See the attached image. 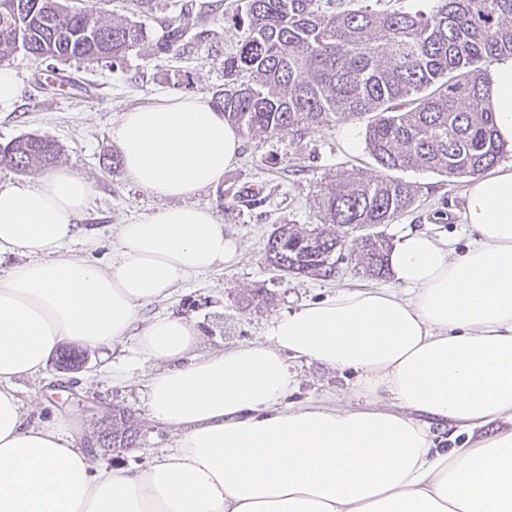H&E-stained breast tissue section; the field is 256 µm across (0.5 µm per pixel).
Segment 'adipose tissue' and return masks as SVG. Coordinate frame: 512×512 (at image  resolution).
<instances>
[{"label":"adipose tissue","instance_id":"adipose-tissue-1","mask_svg":"<svg viewBox=\"0 0 512 512\" xmlns=\"http://www.w3.org/2000/svg\"><path fill=\"white\" fill-rule=\"evenodd\" d=\"M512 146V57L490 73ZM129 182L161 199L117 225L98 265L68 248L91 186L67 168L0 184V512H512V162L468 178L462 254L424 231L387 256L391 285L340 290L273 316L262 338L199 350L192 323L144 305L239 255L195 203L242 137L205 97L169 91L110 130ZM128 344L171 448L95 465L67 421L28 423L16 378L65 343ZM352 374L346 403L292 402L286 357ZM463 446L439 447L430 419Z\"/></svg>","mask_w":512,"mask_h":512}]
</instances>
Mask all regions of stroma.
<instances>
[{"label":"stroma","instance_id":"obj_1","mask_svg":"<svg viewBox=\"0 0 512 512\" xmlns=\"http://www.w3.org/2000/svg\"><path fill=\"white\" fill-rule=\"evenodd\" d=\"M78 7L94 13L115 14L141 22L151 38L163 30L154 13L140 7L138 0H77ZM214 33L191 45L181 56L154 53L152 46L132 52L120 70L96 61L65 64L78 89L49 93L39 86L44 65L40 59L16 53L12 68L19 83L13 108L0 111V146L25 133L54 139L61 148L59 163L83 176L91 185L89 208L78 226L71 245L74 254L107 263L112 255L116 225L158 206V199L132 185L122 167L113 165L118 149L109 129L120 114L146 104L164 92L177 90L211 96L224 85V73L208 62L235 47L242 32L217 21ZM353 132L364 139L361 122L339 123L316 130L293 131L265 141L246 140L238 159L225 170L223 180L202 190L195 198L210 208L228 234L240 241L237 263L224 270L194 278L163 301L143 308V318L171 313L192 321L199 331L201 347L208 352L257 340L264 324L274 315L291 312L307 301L324 299L342 289L372 286L373 281L353 265L344 263L336 278L324 281L284 276L268 265L264 245L275 225H313L318 221L315 195L325 182L345 171L374 176L379 168L366 147L347 151L344 135ZM398 179L418 191L414 207L386 232L391 239L408 231H424L446 241L455 250L468 242V229L459 221L465 179H449L427 170H407ZM254 187L268 195L264 207H224L221 196ZM263 289L267 299L248 306L240 302L250 290ZM88 361L77 370H61L48 363L45 377L16 379L15 387L30 420L48 421L76 418L80 422V443H87L100 430L111 426L105 408L120 405L133 411L140 439L133 448L94 454L95 463L114 468L145 465L174 440L171 428L153 421L145 406V388L140 380L115 387L96 375L100 350L87 352ZM291 372L298 380L295 400L324 396L347 399L350 375L293 360ZM83 399V406L70 404L69 393Z\"/></svg>","mask_w":512,"mask_h":512}]
</instances>
